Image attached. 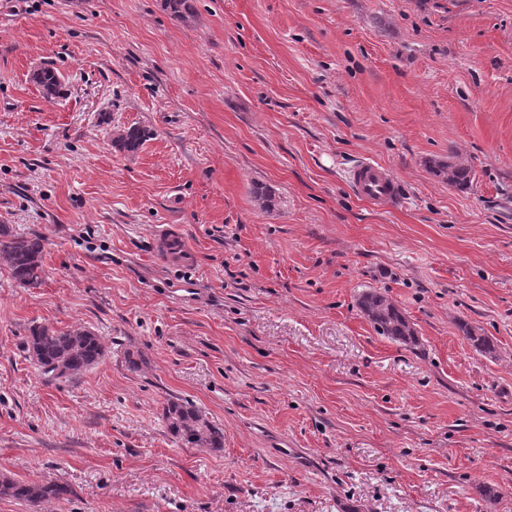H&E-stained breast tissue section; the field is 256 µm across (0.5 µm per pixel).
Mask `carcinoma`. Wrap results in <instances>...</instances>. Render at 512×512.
Instances as JSON below:
<instances>
[{
  "label": "carcinoma",
  "instance_id": "obj_1",
  "mask_svg": "<svg viewBox=\"0 0 512 512\" xmlns=\"http://www.w3.org/2000/svg\"><path fill=\"white\" fill-rule=\"evenodd\" d=\"M33 81L51 98L62 89V75L53 68H43L33 75ZM145 141V133L136 126L119 131L112 144L121 151L135 152ZM434 174L448 186L465 188L472 181L471 169L461 162H443L434 166ZM45 237L39 232L19 234L10 224H0V264L6 265L15 282L23 288H37L45 274L43 256ZM360 306L374 329L404 344L416 342L413 327L407 317L387 297L374 292L363 294ZM467 339L484 355H494L493 340L463 325ZM44 379L49 382L82 374L104 358L106 351L99 337L82 327L58 330L35 326L25 344ZM162 418L170 432L193 448L224 447V428L211 421L195 405L170 399L163 406ZM70 494L60 483L36 484L16 480H0V496L25 501L33 506L49 499H62Z\"/></svg>",
  "mask_w": 512,
  "mask_h": 512
}]
</instances>
